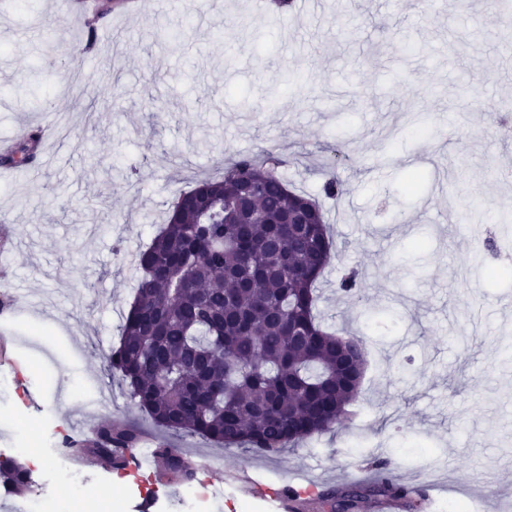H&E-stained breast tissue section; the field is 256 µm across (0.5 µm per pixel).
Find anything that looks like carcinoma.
Here are the masks:
<instances>
[{"instance_id": "cac0c4a2", "label": "carcinoma", "mask_w": 512, "mask_h": 512, "mask_svg": "<svg viewBox=\"0 0 512 512\" xmlns=\"http://www.w3.org/2000/svg\"><path fill=\"white\" fill-rule=\"evenodd\" d=\"M284 162L264 150L227 163L223 177L179 194L139 254L134 301L107 363L164 431L278 454L332 431L357 398L364 340L328 330L317 316L330 225L314 198L289 189ZM296 212L309 223H283ZM359 284L353 270L337 292L351 299ZM137 444L133 429L101 423L93 438L67 447L97 458ZM155 458L192 481V461L167 442L157 443ZM27 474L15 459L0 462V487L15 492ZM349 490L412 497L386 474Z\"/></svg>"}]
</instances>
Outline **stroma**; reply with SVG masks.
Returning <instances> with one entry per match:
<instances>
[{
  "mask_svg": "<svg viewBox=\"0 0 512 512\" xmlns=\"http://www.w3.org/2000/svg\"><path fill=\"white\" fill-rule=\"evenodd\" d=\"M301 18L257 0H143L98 24L87 53L82 19L48 0H0V140L20 144L55 107L49 160L0 166V349L14 361L19 406L52 401L62 436L87 406L76 382L101 386L100 420L156 436L106 358L133 301L137 256L178 191L217 177L226 157L266 149L289 161L296 190L322 200L338 253L319 285L336 326L364 336L367 366L351 417L299 448L262 456L171 435L224 489L246 467L278 487L315 482L298 512H330L321 495L387 461L404 484L432 486L431 512L457 500L486 512L484 485L512 512V245L491 216L512 211V25L495 0H321ZM344 193L323 197L328 173ZM422 181L413 193L411 174ZM423 240L422 251L413 241ZM357 268L359 300L337 301ZM83 473L85 494L112 475L147 482L163 500L182 485L155 466L134 472L72 457L53 485Z\"/></svg>",
  "mask_w": 512,
  "mask_h": 512,
  "instance_id": "35a3bbf8",
  "label": "stroma"
}]
</instances>
